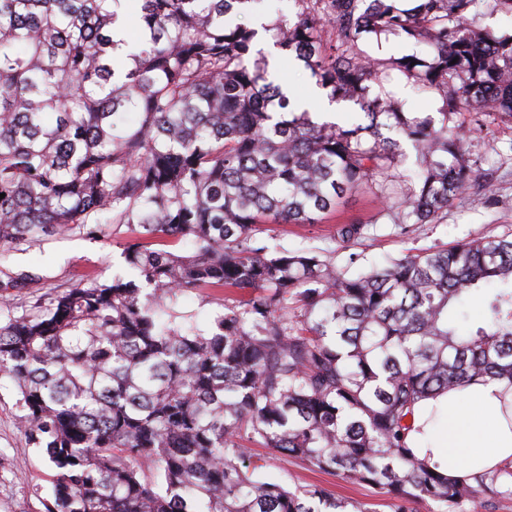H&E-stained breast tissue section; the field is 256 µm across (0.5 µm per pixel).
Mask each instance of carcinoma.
Masks as SVG:
<instances>
[{
    "label": "carcinoma",
    "mask_w": 512,
    "mask_h": 512,
    "mask_svg": "<svg viewBox=\"0 0 512 512\" xmlns=\"http://www.w3.org/2000/svg\"><path fill=\"white\" fill-rule=\"evenodd\" d=\"M512 0H292L264 26L359 121L316 123L228 18L262 0H0V250L126 224L137 280L91 278L0 324V377L56 470L46 512H372L290 490L259 442L368 485L391 512L512 495V460L456 481L407 446L415 404L487 379L512 386V234L409 251L351 271L269 249L268 224H319L371 192L378 219L440 224L478 181L465 132L512 118V33L479 5ZM426 48L375 57L372 36ZM397 70L436 112H404ZM368 223L336 227L344 249ZM241 298L207 331L160 320L179 296ZM486 301L489 323H467Z\"/></svg>",
    "instance_id": "obj_1"
}]
</instances>
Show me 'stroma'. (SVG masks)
Returning <instances> with one entry per match:
<instances>
[{
	"label": "stroma",
	"mask_w": 512,
	"mask_h": 512,
	"mask_svg": "<svg viewBox=\"0 0 512 512\" xmlns=\"http://www.w3.org/2000/svg\"><path fill=\"white\" fill-rule=\"evenodd\" d=\"M478 156V181L491 184L493 198L471 189L449 207L440 224H414L400 233L392 224H376L372 218L380 204L367 192L346 197L336 213L319 224L275 226L268 243L284 249L314 248L335 251L337 263L347 254L336 247L333 236L339 222L359 218L368 221V237L358 246L365 262L384 263L386 259L437 244H452L512 232V120L487 123L480 134L468 142ZM132 234L127 225L108 224L98 233L51 234L39 244L12 250L5 261L7 272L30 271L36 283L15 288L6 274H0V309L14 315L35 312L64 290L96 277L105 281L126 270L122 252ZM224 312V295L197 290L180 297L173 313L184 326L208 330ZM17 393L8 378H0V512H45L51 495L55 471L46 458L29 445L18 426ZM260 457L264 471L288 489L322 486L336 495L366 504L373 512H389L372 489L321 472L272 449L251 446Z\"/></svg>",
	"instance_id": "1"
}]
</instances>
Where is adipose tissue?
Wrapping results in <instances>:
<instances>
[{"instance_id":"ef3b65f1","label":"adipose tissue","mask_w":512,"mask_h":512,"mask_svg":"<svg viewBox=\"0 0 512 512\" xmlns=\"http://www.w3.org/2000/svg\"><path fill=\"white\" fill-rule=\"evenodd\" d=\"M407 442L420 460L467 479L512 458V387L479 382L419 402Z\"/></svg>"}]
</instances>
